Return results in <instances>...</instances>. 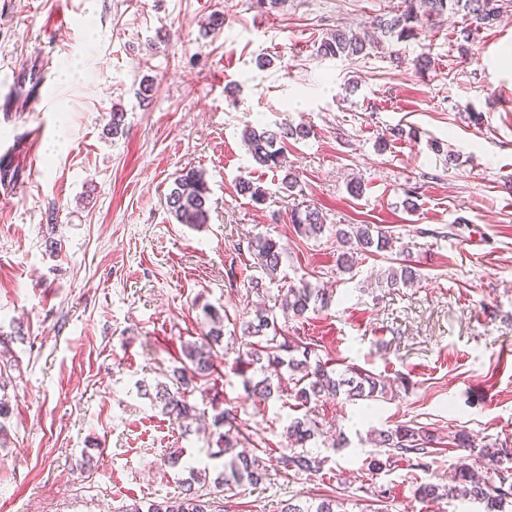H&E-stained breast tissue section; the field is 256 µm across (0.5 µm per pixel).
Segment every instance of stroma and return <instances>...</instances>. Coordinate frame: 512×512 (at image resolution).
<instances>
[{
  "instance_id": "obj_1",
  "label": "stroma",
  "mask_w": 512,
  "mask_h": 512,
  "mask_svg": "<svg viewBox=\"0 0 512 512\" xmlns=\"http://www.w3.org/2000/svg\"><path fill=\"white\" fill-rule=\"evenodd\" d=\"M404 0H286L271 11L254 0H0V136L19 155L0 184V334L21 333L13 368L0 370L11 412L1 424L0 512H115L130 499L162 500L187 473L162 465L183 449L197 467L213 441L184 433L138 394V382L178 366L181 346L201 337L203 304L242 314L246 304L278 311L281 286L309 282L332 293L326 311L290 320L289 335L317 340L338 368L355 365L410 377L395 399L319 403L326 426L342 425L348 447L319 448V473L278 466L292 404L249 397L216 359L223 404L238 410L268 474L234 496V512H281L333 495L342 512H482L461 500L416 499L421 483L444 484L463 457L445 437L470 432L478 444L512 437V6L493 27L462 43V14L433 18L416 38H379L352 58L318 56L338 28L371 33ZM225 18L204 29L212 14ZM429 68L414 66L418 56ZM270 59L261 68L257 58ZM153 84L150 101L138 96ZM123 134L107 132L113 107ZM482 115L472 123L470 113ZM46 122L43 136L26 131ZM306 123L314 134L288 141L284 164L255 165L241 142L248 126ZM399 140L381 144L385 130ZM452 150L455 163L430 141ZM203 170L211 220L177 223L166 197L182 169ZM249 178L264 204L240 195ZM361 179V196L349 194ZM416 188V210L403 190ZM318 208L326 224H369L412 243L421 281L380 285L390 253L368 255L353 273L336 266L327 232L298 237L296 206ZM55 224L56 251L45 234ZM270 234L285 248L262 295L263 275L242 245ZM237 284H230L229 274ZM429 427L443 442L430 467L414 455L381 472L367 460V434L398 421ZM101 452L93 469L83 454ZM385 490L375 501L370 488Z\"/></svg>"
}]
</instances>
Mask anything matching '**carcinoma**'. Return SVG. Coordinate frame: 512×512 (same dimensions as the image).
I'll return each mask as SVG.
<instances>
[{
    "label": "carcinoma",
    "instance_id": "1",
    "mask_svg": "<svg viewBox=\"0 0 512 512\" xmlns=\"http://www.w3.org/2000/svg\"><path fill=\"white\" fill-rule=\"evenodd\" d=\"M464 12L466 26L462 37L469 40L471 30L490 28L503 13L504 0H405V9L399 13L386 14L371 21L374 28L385 36L398 40L413 35L415 24L425 16H441L448 10ZM366 49L365 40L347 29H336L322 39L317 53L323 57L351 58ZM313 135L310 126L299 123H284L278 130H259L248 127L243 132V142L253 161L267 168H278L281 163L282 144L290 139L306 140ZM239 192L256 204L266 200L265 189L247 178L238 181ZM210 188L204 174L188 168L175 179L174 188L167 196V210L179 224L201 225L210 219ZM289 223L297 235L317 238L324 234L327 226L322 213L315 207L303 205L291 210ZM334 237L336 266L345 273L353 271L357 257L375 252L391 251L393 238L387 231L372 230L368 224H348L336 227ZM247 250L260 260L264 269L274 274L282 264L284 247L269 234H258L247 241ZM420 279L418 268L412 259V247L404 245L398 249L395 265L388 269L386 287L395 289L414 285ZM331 296L325 291L303 282L290 284L282 289L280 308L282 313L295 319H303L310 312L328 308ZM210 319L205 336L181 347L180 366L172 370L165 381L153 385L142 382L139 394L150 401L161 412L184 431H191L194 424L205 417V411L190 400L195 384L215 372L214 353L224 349V360L232 361V368L242 377L244 391L248 396L261 401L277 396L291 397L298 404L309 407L318 402L339 400L356 404L377 401L396 396L395 388L386 378L361 367H347L339 372L329 361L320 357L312 343L287 335L272 313L257 310L251 319L241 318L240 335L231 336L224 342V317L213 307H204ZM211 426L217 435V450L211 458H224L222 469L215 478L206 470H200L188 460H183L182 450L166 454L164 463L172 467L183 465L189 477L180 485L177 496L163 502L144 503L133 499L123 504L117 512H228L226 500L236 490L260 485L265 476V462L257 454L248 455L238 447L246 440L240 430L234 411L221 408L219 396L211 398ZM288 447L281 452L278 463L286 472L298 476L313 474L321 470L324 459L308 450L311 441L325 437L331 448H345L349 440L336 428L330 431L315 417L308 414L293 419L286 427ZM372 442L384 452L371 457L368 469L379 472L391 465L396 455L417 454L419 468L429 467L425 458L431 456V448L437 444L432 430L414 421L398 422L393 427L377 430ZM483 471L478 473L473 466L461 462L454 469L450 483L439 485L426 483L415 490L422 500H444L448 498L474 499L479 501L484 512H502L504 503L512 499V481L504 474L503 461L512 456L508 444L494 443L480 449ZM339 501L329 496L316 505L287 503L281 512H337Z\"/></svg>",
    "mask_w": 512,
    "mask_h": 512
}]
</instances>
